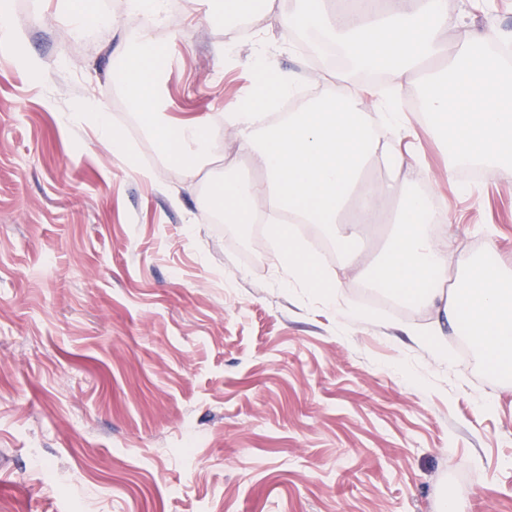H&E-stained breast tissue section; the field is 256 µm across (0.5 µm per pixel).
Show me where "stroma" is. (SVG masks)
Here are the masks:
<instances>
[{"label":"stroma","mask_w":512,"mask_h":512,"mask_svg":"<svg viewBox=\"0 0 512 512\" xmlns=\"http://www.w3.org/2000/svg\"><path fill=\"white\" fill-rule=\"evenodd\" d=\"M447 6L462 18L448 52L474 30L512 45V0ZM97 8L102 23L78 32L65 0H14L24 42L0 51V512H437L442 499L512 512V383L449 326L437 348L418 344L432 311L357 295L395 225L363 230L358 270L323 226L300 234L324 246L332 303L291 282L276 243L253 258L254 225L218 220L207 196L226 172L259 177V159L221 126L196 178L150 166L160 140L108 69L137 48L139 17L128 0ZM151 37L162 120L218 119L251 95L223 44L266 51L305 103L342 70L266 16L242 30L208 0H168ZM102 110L136 168L96 138ZM427 122L410 113L397 142L421 172L407 192L449 213L439 244L512 267V172L469 182Z\"/></svg>","instance_id":"stroma-1"}]
</instances>
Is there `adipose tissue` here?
<instances>
[{
    "instance_id": "1",
    "label": "adipose tissue",
    "mask_w": 512,
    "mask_h": 512,
    "mask_svg": "<svg viewBox=\"0 0 512 512\" xmlns=\"http://www.w3.org/2000/svg\"><path fill=\"white\" fill-rule=\"evenodd\" d=\"M452 25L447 0H414L409 9L403 0H352L348 9L334 15L325 0H298L286 30L297 29L319 45L335 46L348 61L339 75L342 86L355 83L360 73L386 71L398 79L395 92H378L384 114L376 124L360 111L359 98L346 96L341 86L287 121L266 127L258 107L290 95L292 81L281 74L269 79L272 62L257 54L248 62L254 91L228 122L237 128L243 148L259 158L264 177L214 185L210 207L223 212L225 223L248 224L253 220L251 203L259 198L271 214H301L308 223L332 226L370 161L402 171L405 157L393 140L405 115L395 101L410 89L423 96L433 118L430 130L444 137L454 163H480L492 176L511 168L512 94L504 91L500 77L489 74V58L474 52L481 35H470L456 53L445 54L442 35ZM161 55V50L149 48L124 54L112 74L136 111L152 110ZM439 57L444 60L441 69L423 71L424 63ZM213 133L210 116H196L163 128L161 141L170 160L192 178ZM382 191L398 199L395 221L402 229L386 258L370 271L369 282L444 314L449 325L465 330L494 378L511 380L512 269L472 264L460 268L453 287L442 289L454 252L437 246L433 210L425 198L406 193L403 183L390 182ZM277 235L289 274L316 297L335 298L339 285L323 277L317 257L299 251L288 228H279Z\"/></svg>"
}]
</instances>
